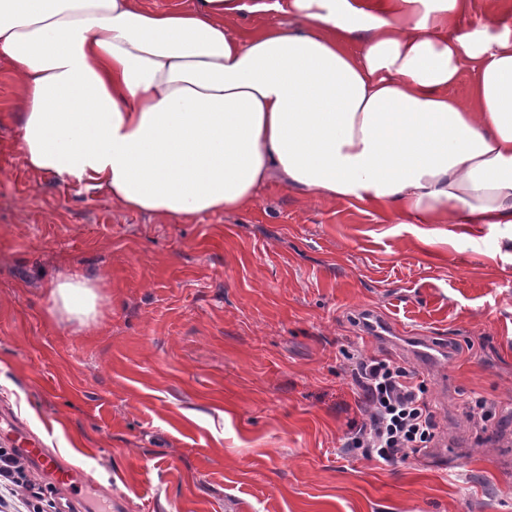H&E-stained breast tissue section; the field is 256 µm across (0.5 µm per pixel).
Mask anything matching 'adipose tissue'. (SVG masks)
I'll list each match as a JSON object with an SVG mask.
<instances>
[{
	"instance_id": "adipose-tissue-1",
	"label": "adipose tissue",
	"mask_w": 512,
	"mask_h": 512,
	"mask_svg": "<svg viewBox=\"0 0 512 512\" xmlns=\"http://www.w3.org/2000/svg\"><path fill=\"white\" fill-rule=\"evenodd\" d=\"M238 2L0 0L26 168L178 221L277 177L401 224L512 226L511 28L460 31L469 0H253L288 22L236 33ZM101 285L59 275L54 312L95 321Z\"/></svg>"
}]
</instances>
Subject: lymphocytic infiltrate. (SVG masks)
Returning <instances> with one entry per match:
<instances>
[{
  "mask_svg": "<svg viewBox=\"0 0 512 512\" xmlns=\"http://www.w3.org/2000/svg\"><path fill=\"white\" fill-rule=\"evenodd\" d=\"M352 378L366 404L364 419L345 436L347 448L387 465L408 459L435 437L426 384L416 370L386 358L354 354ZM56 489L39 484L27 459L0 448V512H55Z\"/></svg>",
  "mask_w": 512,
  "mask_h": 512,
  "instance_id": "f902f5d3",
  "label": "lymphocytic infiltrate"
}]
</instances>
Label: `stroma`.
Returning <instances> with one entry per match:
<instances>
[{"label":"stroma","instance_id":"35a3bbf8","mask_svg":"<svg viewBox=\"0 0 512 512\" xmlns=\"http://www.w3.org/2000/svg\"><path fill=\"white\" fill-rule=\"evenodd\" d=\"M462 25L512 28V0ZM20 125L0 59V413L92 471L101 512H512V227L399 224L277 179L184 224L30 172ZM61 273L102 277L93 328L54 315ZM366 310L406 338L366 335ZM432 336L445 452L345 451L365 408L347 352L411 368Z\"/></svg>","mask_w":512,"mask_h":512}]
</instances>
